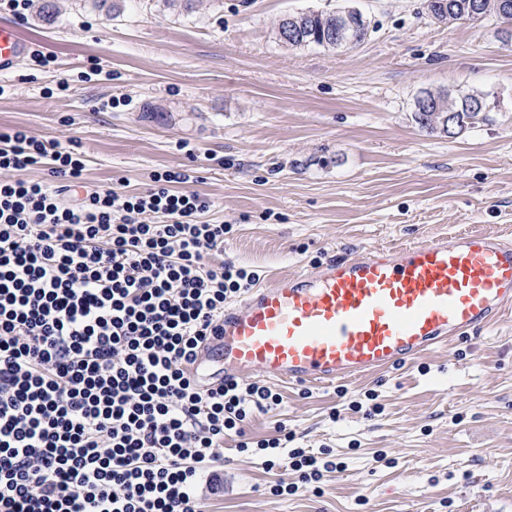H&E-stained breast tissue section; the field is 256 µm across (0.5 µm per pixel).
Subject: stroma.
<instances>
[{"label":"stroma","mask_w":512,"mask_h":512,"mask_svg":"<svg viewBox=\"0 0 512 512\" xmlns=\"http://www.w3.org/2000/svg\"><path fill=\"white\" fill-rule=\"evenodd\" d=\"M339 2L124 0L115 13L56 0L47 23L2 10L57 60L27 56L5 76L0 132L78 143L86 181L119 192L194 160L208 220L233 226L210 265L258 270L264 285L472 230L512 243V42L493 21H436L426 0H348L373 26L354 48L279 40L287 15ZM426 89L483 93L493 120L454 138L422 130L411 112ZM275 389L282 403L246 435L287 426L341 472L275 496L270 485L299 480L288 458L265 470L231 436L217 481L198 487L203 512H512V310L409 364ZM368 391L381 412L350 410Z\"/></svg>","instance_id":"obj_1"}]
</instances>
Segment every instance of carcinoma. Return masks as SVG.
Wrapping results in <instances>:
<instances>
[{
    "label": "carcinoma",
    "instance_id": "1",
    "mask_svg": "<svg viewBox=\"0 0 512 512\" xmlns=\"http://www.w3.org/2000/svg\"><path fill=\"white\" fill-rule=\"evenodd\" d=\"M512 0H427V10L439 21L450 23L471 20L469 7L478 4L492 17L502 2ZM344 12L308 10L292 14L282 20L279 39L290 46H316L327 49L352 48L365 41L371 20L346 23ZM453 114V126H448V114ZM412 120L429 132L457 136L480 123L491 121L485 95L479 92L457 93L452 90L432 92L424 90L416 95Z\"/></svg>",
    "mask_w": 512,
    "mask_h": 512
}]
</instances>
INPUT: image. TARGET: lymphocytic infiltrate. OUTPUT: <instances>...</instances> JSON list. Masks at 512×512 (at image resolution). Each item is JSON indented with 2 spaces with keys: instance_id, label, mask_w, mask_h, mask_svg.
<instances>
[{
  "instance_id": "f902f5d3",
  "label": "lymphocytic infiltrate",
  "mask_w": 512,
  "mask_h": 512,
  "mask_svg": "<svg viewBox=\"0 0 512 512\" xmlns=\"http://www.w3.org/2000/svg\"><path fill=\"white\" fill-rule=\"evenodd\" d=\"M44 171L40 180L28 170ZM74 148L0 135V512H201L196 487L226 435L266 467L288 455L300 484L338 471L294 436L242 425L282 397L258 381L201 388L189 375L228 298L259 281L211 268L233 227L207 218L182 165L142 191L83 184Z\"/></svg>"
}]
</instances>
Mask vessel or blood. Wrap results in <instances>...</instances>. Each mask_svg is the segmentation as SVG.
<instances>
[{"label": "vessel or blood", "mask_w": 512, "mask_h": 512, "mask_svg": "<svg viewBox=\"0 0 512 512\" xmlns=\"http://www.w3.org/2000/svg\"><path fill=\"white\" fill-rule=\"evenodd\" d=\"M28 49L17 26L0 25V75ZM511 306L512 244L484 232L334 256L225 307L189 373L205 387L253 374L332 384L416 359Z\"/></svg>", "instance_id": "1"}]
</instances>
